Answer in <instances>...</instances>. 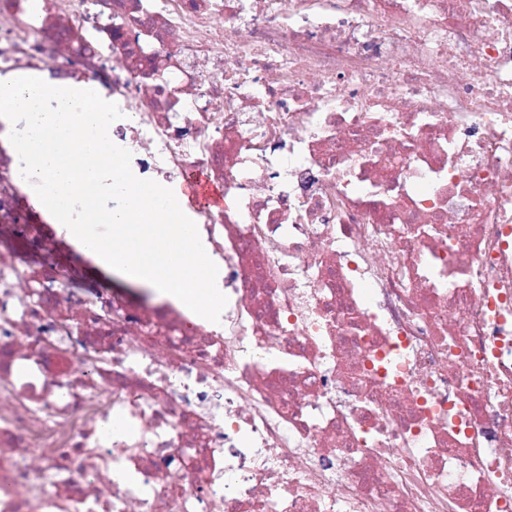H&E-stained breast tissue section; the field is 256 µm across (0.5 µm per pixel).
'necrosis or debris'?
Here are the masks:
<instances>
[{
    "mask_svg": "<svg viewBox=\"0 0 512 512\" xmlns=\"http://www.w3.org/2000/svg\"><path fill=\"white\" fill-rule=\"evenodd\" d=\"M0 66L223 187L228 298L99 292L0 138V512H512V0H0Z\"/></svg>",
    "mask_w": 512,
    "mask_h": 512,
    "instance_id": "necrosis-or-debris-1",
    "label": "necrosis or debris"
}]
</instances>
